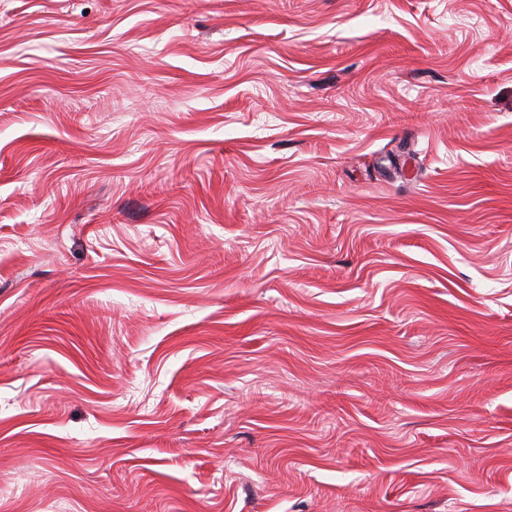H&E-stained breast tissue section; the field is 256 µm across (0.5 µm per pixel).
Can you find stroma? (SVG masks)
<instances>
[{
  "label": "stroma",
  "instance_id": "35a3bbf8",
  "mask_svg": "<svg viewBox=\"0 0 512 512\" xmlns=\"http://www.w3.org/2000/svg\"><path fill=\"white\" fill-rule=\"evenodd\" d=\"M0 512H512V0H0Z\"/></svg>",
  "mask_w": 512,
  "mask_h": 512
}]
</instances>
